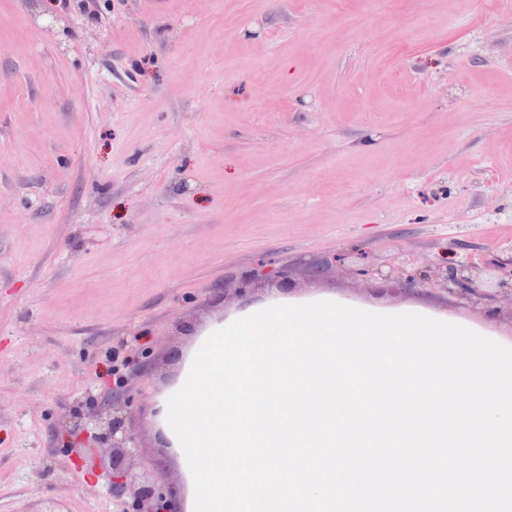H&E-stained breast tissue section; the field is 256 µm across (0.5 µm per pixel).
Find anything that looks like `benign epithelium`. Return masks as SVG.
<instances>
[{"label": "benign epithelium", "instance_id": "obj_1", "mask_svg": "<svg viewBox=\"0 0 512 512\" xmlns=\"http://www.w3.org/2000/svg\"><path fill=\"white\" fill-rule=\"evenodd\" d=\"M437 266L448 291L461 294L474 305L490 296L507 300L512 322V257L476 265L457 259L450 251ZM127 415L123 386L114 384L112 393L92 409L65 417L61 435L83 442L78 458L92 470L102 465V449H112L110 493L120 507L118 512H128L130 503L136 505L137 512H170L154 486L138 483L125 468V457L137 448L136 438L125 422Z\"/></svg>", "mask_w": 512, "mask_h": 512}]
</instances>
